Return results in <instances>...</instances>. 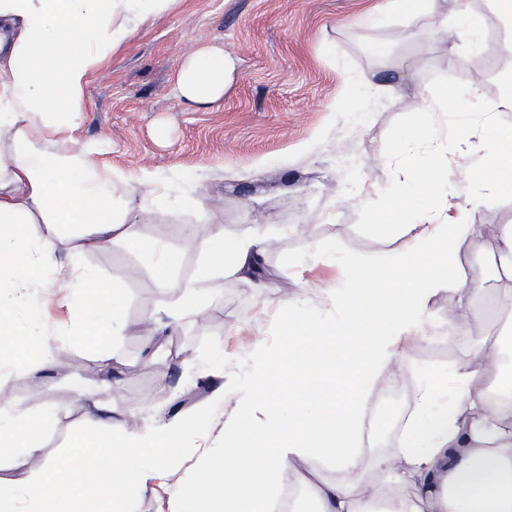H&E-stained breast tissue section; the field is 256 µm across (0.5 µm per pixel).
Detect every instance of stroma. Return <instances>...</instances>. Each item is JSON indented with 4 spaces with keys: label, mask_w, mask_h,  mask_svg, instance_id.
<instances>
[{
    "label": "stroma",
    "mask_w": 512,
    "mask_h": 512,
    "mask_svg": "<svg viewBox=\"0 0 512 512\" xmlns=\"http://www.w3.org/2000/svg\"><path fill=\"white\" fill-rule=\"evenodd\" d=\"M469 7L483 20L476 51L465 39L447 41L408 23L388 0H182L176 11L147 21L90 75L80 133L107 141L102 164L129 177L145 169L161 172L170 196L201 198L212 223L228 233L263 220L276 285L297 304L273 328L275 292L262 297L250 282L224 281L204 311L184 314L152 364L136 324L171 299L173 284L196 278L202 256L183 247L196 221L193 211L138 227L144 239L178 254L172 283L161 281L143 253L121 243L86 255L85 264L119 288L127 334L99 345L73 344L72 361L54 367L36 358L22 371L0 373V401L22 415L53 414L54 425L42 436L45 453L69 452L95 408L118 419L139 408L149 391L157 400L145 414L146 427L162 418L217 414L211 397L222 384L256 382L248 343L260 328L273 356L321 364L315 386L330 397L333 354L348 343L331 296L359 287L372 261L398 244L382 228L374 198H344L345 163L362 165L367 185L385 187L394 167L382 157L401 136L414 134L413 104L421 94L463 84L475 87L483 104L498 98L503 77L512 74V53L501 47L492 0H470ZM373 8L381 9L382 22L364 24L363 14ZM208 45L230 52L234 70L221 105L191 112L176 97L172 75L187 54ZM361 75L380 83L382 94L365 96L349 87V79ZM473 221L479 230L460 244L457 269L483 279L486 292L471 300L443 289L430 297L434 328L409 353L407 372L441 375L462 357L483 361L485 350L507 341L504 327L512 314L497 308L496 297L512 284L497 279L489 245L493 231L512 225V194L483 199ZM318 241L332 245L330 258L310 256V244ZM130 267L141 270L133 282L123 277ZM67 293L64 287L36 291L35 340L50 352L62 344L57 326L70 318ZM465 308L466 329L448 345V319ZM315 316L333 331L299 348ZM103 351L114 354L117 379L85 367V359Z\"/></svg>",
    "instance_id": "stroma-1"
}]
</instances>
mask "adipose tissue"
Masks as SVG:
<instances>
[{
    "label": "adipose tissue",
    "instance_id": "1",
    "mask_svg": "<svg viewBox=\"0 0 512 512\" xmlns=\"http://www.w3.org/2000/svg\"><path fill=\"white\" fill-rule=\"evenodd\" d=\"M469 0H458L455 24L438 16L439 0H390L395 13L411 20L434 19L443 38L463 37L478 43L482 22ZM179 0H0V331L18 361L38 346L27 330L15 326L16 309L38 308L33 291L66 275L70 288L69 322L62 336L102 339L124 330L117 290L82 263L84 253L121 241L155 258L159 271L172 274L177 257L161 243L142 240L137 228L172 215L176 202L156 195L131 206L133 186L157 184L154 171L136 179L103 167V143L77 141L85 91L91 72L115 54L149 18L171 11ZM234 67L230 53L207 46L190 53L174 76V89L190 111L209 110L224 99L226 75ZM478 92L453 86L440 95L421 96L422 140L399 143L406 162L385 191L382 213L394 223L401 245L378 259L379 273L366 277L355 298L337 296L350 334L348 348L337 353L341 373L325 408L321 425L306 422L320 400L309 387L316 367L300 369L303 387L258 385L224 388L219 399L230 406L224 422L222 459L201 460L196 473L178 480L171 512L195 501L221 504L224 512H512V376L490 372L461 358L432 386L408 376L402 365L411 348L426 339L431 324L428 299L442 288L468 290L458 276L454 250L476 234L470 205L512 190V127L468 116L481 111ZM457 115L451 146L432 132L435 112ZM483 148L484 166L456 177L449 154ZM430 200L410 223L398 221L400 205L414 194ZM185 206L197 214L202 231L185 241L201 249L203 261L195 280L179 284L166 317L145 316L151 335L173 333L186 308L205 309L210 282L248 280L269 288L266 274L268 237L263 225L232 236L210 221L204 201ZM81 228L77 243L58 256L60 226ZM386 306L384 322L375 318L376 303ZM411 391L409 412L397 429V442L379 453L363 442L361 420L371 390L388 391L393 382ZM296 419L285 422L282 406ZM263 422L272 434L287 433V444L257 451L247 439L248 427ZM141 410L112 423V436L96 445L85 434L66 457H42L40 470L20 485L0 482V512H70L81 492L83 474L99 453L112 458L100 470L104 491L101 512H131L134 497L173 477L177 453L196 422L174 418L157 435L141 433ZM51 415L23 418L0 404V462L42 456L41 433ZM333 460L338 469L357 473L349 481L324 477L314 455Z\"/></svg>",
    "mask_w": 512,
    "mask_h": 512
}]
</instances>
